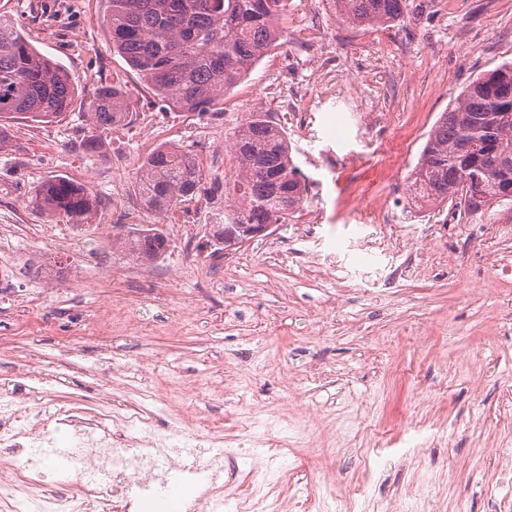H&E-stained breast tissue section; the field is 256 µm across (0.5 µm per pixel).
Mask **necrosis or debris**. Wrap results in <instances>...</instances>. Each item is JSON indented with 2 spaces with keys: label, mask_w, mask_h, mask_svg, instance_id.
<instances>
[{
  "label": "necrosis or debris",
  "mask_w": 512,
  "mask_h": 512,
  "mask_svg": "<svg viewBox=\"0 0 512 512\" xmlns=\"http://www.w3.org/2000/svg\"><path fill=\"white\" fill-rule=\"evenodd\" d=\"M154 396L124 405L109 393L77 400L58 413L34 418L36 400L0 393V512H145L158 502L159 483L179 472L191 490L190 512H257L273 500L269 477L241 486L237 471L224 469V437L212 428L209 447L185 461L179 448L193 446L188 427H159ZM25 450L22 464L9 461ZM45 468L61 470L72 482L65 491L49 489Z\"/></svg>",
  "instance_id": "4bbe7bcc"
}]
</instances>
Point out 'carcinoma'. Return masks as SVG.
I'll list each match as a JSON object with an SVG mask.
<instances>
[{
	"label": "carcinoma",
	"mask_w": 512,
	"mask_h": 512,
	"mask_svg": "<svg viewBox=\"0 0 512 512\" xmlns=\"http://www.w3.org/2000/svg\"><path fill=\"white\" fill-rule=\"evenodd\" d=\"M341 19L355 26L399 21L406 0H334ZM288 0H109L105 23L112 51L125 59L153 95L173 110L219 115L224 93L282 38ZM75 96L69 73L32 46L22 30L0 23V144L8 121L48 123L68 111ZM95 125L108 129L127 116L126 92L102 84L89 104ZM236 174L205 181L196 158L161 145L141 162L136 193L151 210L171 211L200 194L224 198V222L209 225L207 246L227 251L254 240L250 232L287 224L305 201L306 184L285 132L265 112H250L230 142ZM421 203H459L479 214L512 201V60L477 76L441 113L410 174ZM33 209L87 224L97 210L88 189L63 176L43 182ZM141 261L170 249L156 224L125 240Z\"/></svg>",
	"instance_id": "obj_1"
}]
</instances>
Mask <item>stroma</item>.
<instances>
[{
	"instance_id": "obj_1",
	"label": "stroma",
	"mask_w": 512,
	"mask_h": 512,
	"mask_svg": "<svg viewBox=\"0 0 512 512\" xmlns=\"http://www.w3.org/2000/svg\"><path fill=\"white\" fill-rule=\"evenodd\" d=\"M107 0H0V17L22 24L29 42L61 64L76 88L68 112L50 123L18 120L0 146V263L12 283L0 293V390L24 384L42 411L93 397L109 384L126 402L146 385L171 417L191 408L199 435L223 427L227 462L244 475L271 471L308 488L300 512H344L327 473L388 503L410 491L417 512H448L462 494L469 512H512V472L487 474L483 454L512 448V275L485 271L488 290L468 294L473 271L448 237V205L417 217L406 177L439 115L476 76L512 58V0H407L400 21L353 26L333 0H288L281 45L224 96L205 121L157 104L118 54L103 22ZM351 82L359 108L337 95ZM102 83L127 93L129 114L97 153L79 147L94 131L90 96ZM307 92L315 121L297 130L288 91ZM266 112L288 137L307 177L304 203L321 222L302 236L283 224L236 250L210 255L207 198L143 220L170 250L145 282L116 243L121 218L137 207L140 161L161 144L191 152L207 179H223L212 156L228 153L247 113ZM66 176L100 202L90 224L28 207L48 178ZM392 211L417 244V268L381 248V224L351 207ZM335 255L327 275L294 252ZM221 274H214L216 265ZM217 275L204 289L202 277ZM468 349L479 391L452 380L450 353ZM442 437L415 464L400 453L425 410ZM298 445L269 459L264 437ZM387 446L364 469L358 454Z\"/></svg>"
}]
</instances>
